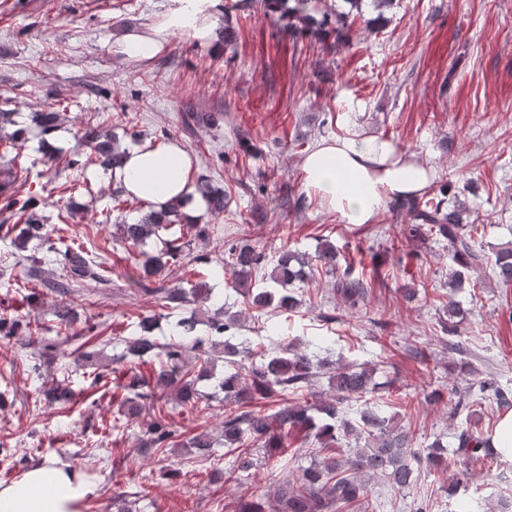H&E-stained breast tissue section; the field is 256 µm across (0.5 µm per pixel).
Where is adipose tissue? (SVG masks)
Segmentation results:
<instances>
[{"label":"adipose tissue","instance_id":"ef3b65f1","mask_svg":"<svg viewBox=\"0 0 512 512\" xmlns=\"http://www.w3.org/2000/svg\"><path fill=\"white\" fill-rule=\"evenodd\" d=\"M215 0H170L146 28L127 31L118 43L125 59L155 57L172 37L209 42ZM192 158L178 142L132 145L116 172L128 195L164 209L184 201L193 212L203 201L191 180ZM304 189L347 224L373 223L388 202L430 188L435 171L415 153L363 130L317 140L303 155ZM92 485L84 472L53 463L28 469L0 485V512H84Z\"/></svg>","mask_w":512,"mask_h":512}]
</instances>
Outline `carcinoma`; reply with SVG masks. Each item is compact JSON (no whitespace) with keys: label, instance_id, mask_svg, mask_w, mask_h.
<instances>
[{"label":"carcinoma","instance_id":"cac0c4a2","mask_svg":"<svg viewBox=\"0 0 512 512\" xmlns=\"http://www.w3.org/2000/svg\"><path fill=\"white\" fill-rule=\"evenodd\" d=\"M349 9L334 14L336 40H341L344 30L362 16L363 0H344ZM264 7L278 12L299 26V32L310 28L311 0H264ZM57 111L34 112L31 122L39 134L46 135L59 126ZM78 144L95 152L100 166L114 171L124 164L125 151L121 150L118 136L104 122L82 125L77 134ZM26 169L17 161L0 164V212L7 217L0 222L6 228L10 244L18 251L27 249L33 240H48L58 233L60 246L49 247V262L62 267L65 279L50 284L55 292L66 294L71 284L97 285L108 281L110 270L100 254L81 244L65 243L64 228L48 224V217L38 210V201L26 190ZM198 190L213 216L224 213L227 205L224 189L207 180L197 182ZM399 211L409 224L403 228L408 240L435 238L448 242V251L454 266L448 273V287L477 288L488 277L508 287L512 285V249L503 248L489 257L483 242L484 225L470 220V208L466 201L454 197L452 205L444 206V200L425 194L400 202ZM173 224H181L184 230L177 236L163 240V249L156 255H143L137 262L139 277L135 284L155 296L162 308L175 309L199 300H209L213 288L206 277H213L229 270L237 284L243 287L247 306L261 313L271 307L292 309L299 305L290 292V286L305 278L326 274L334 278L333 291L336 299L349 309L365 305L370 294L364 278L354 274L353 265L339 263L336 245L325 240L312 253H299L284 249L269 255L259 249L250 234L224 244V258L211 265V260L190 257L187 246L190 241L206 236V227L190 219L176 202L166 212L153 209L139 212L131 222L115 225V237L131 246H144ZM192 266L190 278L169 288H150L146 280L161 277L178 265ZM57 327L69 328L77 320V314L67 303H60L54 311ZM199 321L195 316L178 319L170 341L161 345L156 342L153 319L145 317L138 323L139 332L128 344V352L138 358L156 357L158 363L148 375L127 366L119 372L118 389L122 391L120 405L124 416L134 417L146 402L157 401L166 391L176 393L184 405L196 406L199 396L198 381L209 377L210 354L219 353L224 361L234 367L220 382L221 390L230 393L236 406L224 410V423L220 438L208 432L198 433L185 442L177 443L178 435L168 424L155 420L148 425L145 451L154 454L170 446L194 448L198 456L206 460L216 444L236 451L249 442L265 449L267 460L273 462L280 450L288 444V438L303 434L304 442L314 440L319 446V460L307 467L298 468V475L275 484L263 497H243L237 512H376V504L369 488L373 478H384L398 489L408 488L413 480L415 465L434 466L442 460L440 445H432L422 457L411 448L408 432L396 422L393 415H385L376 406L363 407L354 424L343 418L345 406L355 398L373 391L375 368L367 363H327L313 360L312 356L291 345L283 348L256 349L245 340L233 343L228 333L236 328L235 322L224 319V306L217 307L206 321L207 332L197 331ZM198 352L196 365L184 363L186 351ZM328 376L331 395L326 398L307 399L317 378ZM499 406H512V390L500 386L492 378L468 383L462 387L451 386L448 392H434L427 396L430 403H441L454 419L461 414L471 418L475 407L486 397ZM279 399V409L273 414L251 407L255 399ZM353 437L356 448L342 452L336 448L340 437ZM453 454L462 460H494L496 450L491 439L468 426H460L454 433Z\"/></svg>","mask_w":512,"mask_h":512}]
</instances>
